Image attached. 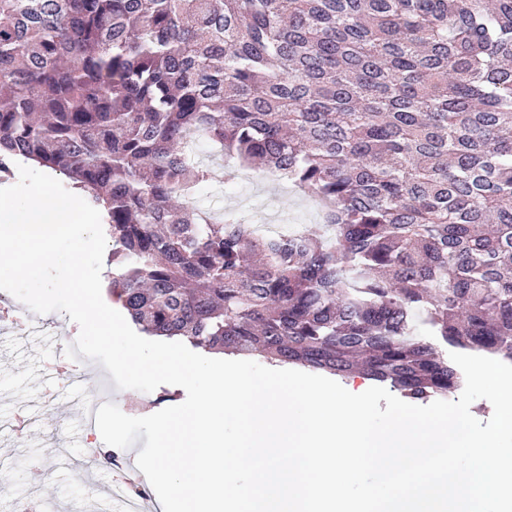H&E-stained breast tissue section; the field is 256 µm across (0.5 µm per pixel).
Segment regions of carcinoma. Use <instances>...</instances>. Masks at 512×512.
<instances>
[{
  "instance_id": "obj_1",
  "label": "carcinoma",
  "mask_w": 512,
  "mask_h": 512,
  "mask_svg": "<svg viewBox=\"0 0 512 512\" xmlns=\"http://www.w3.org/2000/svg\"><path fill=\"white\" fill-rule=\"evenodd\" d=\"M216 145L323 207L271 238L196 205ZM104 210L148 336L404 397L512 361V0H0V162Z\"/></svg>"
}]
</instances>
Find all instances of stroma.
Masks as SVG:
<instances>
[{
    "label": "stroma",
    "mask_w": 512,
    "mask_h": 512,
    "mask_svg": "<svg viewBox=\"0 0 512 512\" xmlns=\"http://www.w3.org/2000/svg\"><path fill=\"white\" fill-rule=\"evenodd\" d=\"M40 320L47 325L44 332H28L26 320L20 319L0 334V421L18 415L36 417L21 434L0 433V480H8L15 495L34 497L53 512H85L84 475L73 468V457H92L98 475L108 480L116 470L135 465L145 441L137 439L113 466L107 464L103 449L88 448L83 434L70 432L68 424L78 416L77 405L70 402L68 388L42 381L40 373L63 357L65 348L77 339L79 328L64 312L47 313ZM185 398L184 389L167 384L150 393L112 391L113 403L134 417L180 404ZM23 457L40 458L43 471L30 472L19 463Z\"/></svg>",
    "instance_id": "35a3bbf8"
}]
</instances>
